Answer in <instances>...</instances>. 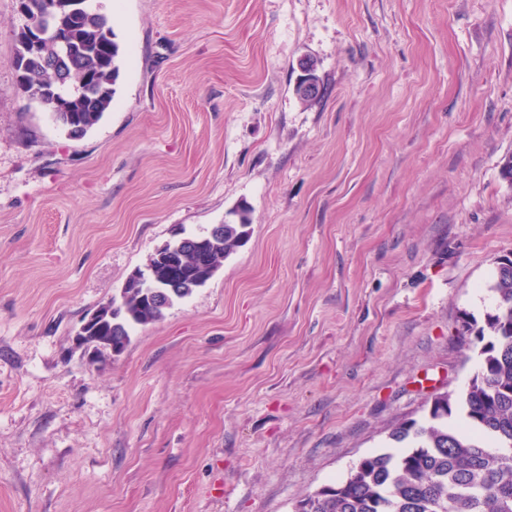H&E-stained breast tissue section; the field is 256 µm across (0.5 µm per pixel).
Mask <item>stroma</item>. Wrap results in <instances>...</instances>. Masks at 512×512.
Segmentation results:
<instances>
[{"label":"stroma","instance_id":"1","mask_svg":"<svg viewBox=\"0 0 512 512\" xmlns=\"http://www.w3.org/2000/svg\"><path fill=\"white\" fill-rule=\"evenodd\" d=\"M96 2L121 76L73 138L18 91L0 0V512H291L479 369L512 253V0ZM242 206L206 286L120 355L75 348ZM297 67L300 75L293 89L296 98L301 103L315 101L322 92L316 61L310 56H303L297 61Z\"/></svg>","mask_w":512,"mask_h":512}]
</instances>
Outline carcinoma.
<instances>
[{
    "label": "carcinoma",
    "instance_id": "cac0c4a2",
    "mask_svg": "<svg viewBox=\"0 0 512 512\" xmlns=\"http://www.w3.org/2000/svg\"><path fill=\"white\" fill-rule=\"evenodd\" d=\"M69 50L43 44L30 56L18 32L15 57L28 59L23 94L54 87L67 108L54 121L83 136L112 107L121 48L109 17L91 0H68ZM166 244L172 257L148 260L139 288L123 291L122 318L101 306L85 345L120 353L130 333L161 320L175 303L203 287L250 236V218ZM496 308L476 330L480 371L460 394L435 397L422 421L391 430L396 449L363 458L349 475L305 496L304 512H512V266L496 267Z\"/></svg>",
    "mask_w": 512,
    "mask_h": 512
}]
</instances>
